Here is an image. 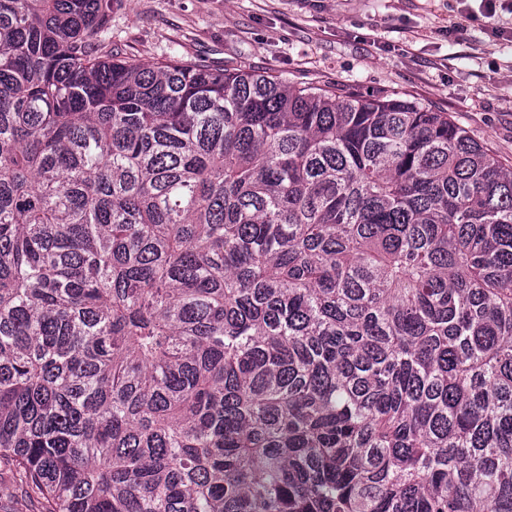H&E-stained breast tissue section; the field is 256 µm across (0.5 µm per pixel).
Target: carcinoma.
<instances>
[{
  "label": "carcinoma",
  "instance_id": "carcinoma-1",
  "mask_svg": "<svg viewBox=\"0 0 512 512\" xmlns=\"http://www.w3.org/2000/svg\"><path fill=\"white\" fill-rule=\"evenodd\" d=\"M0 0V459L43 512H512V167L446 112L103 52Z\"/></svg>",
  "mask_w": 512,
  "mask_h": 512
}]
</instances>
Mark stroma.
<instances>
[{
	"label": "stroma",
	"mask_w": 512,
	"mask_h": 512,
	"mask_svg": "<svg viewBox=\"0 0 512 512\" xmlns=\"http://www.w3.org/2000/svg\"><path fill=\"white\" fill-rule=\"evenodd\" d=\"M112 43L448 113L512 166V0H112Z\"/></svg>",
	"instance_id": "stroma-1"
}]
</instances>
